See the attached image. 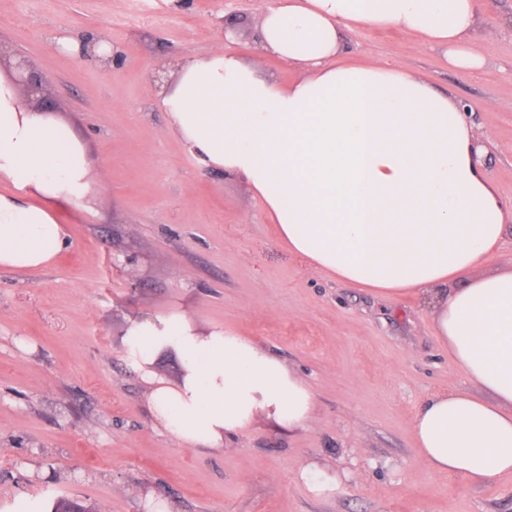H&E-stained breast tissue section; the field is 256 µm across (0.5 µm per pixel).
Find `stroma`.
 Listing matches in <instances>:
<instances>
[{"instance_id":"stroma-1","label":"stroma","mask_w":512,"mask_h":512,"mask_svg":"<svg viewBox=\"0 0 512 512\" xmlns=\"http://www.w3.org/2000/svg\"><path fill=\"white\" fill-rule=\"evenodd\" d=\"M273 2L0 0V45L41 76L39 107L105 164L89 208L63 212L69 245L54 265L0 270V512L60 497L94 512H512V475L474 486L418 456L417 409L469 386L419 300L380 299L290 253L245 182L199 167L157 104L156 74L219 45L297 79L256 41ZM479 12V73L392 28L347 33L342 58L394 62L466 104L511 204L512 0ZM60 34L106 37L118 66L60 52ZM175 308L296 372L316 396L310 423L290 432L260 414L220 453L171 440L123 340L130 319ZM328 476L335 488L315 493Z\"/></svg>"}]
</instances>
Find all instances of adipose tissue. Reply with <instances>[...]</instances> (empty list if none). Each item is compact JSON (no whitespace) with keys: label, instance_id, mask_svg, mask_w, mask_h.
<instances>
[{"label":"adipose tissue","instance_id":"ef3b65f1","mask_svg":"<svg viewBox=\"0 0 512 512\" xmlns=\"http://www.w3.org/2000/svg\"><path fill=\"white\" fill-rule=\"evenodd\" d=\"M395 28L480 71L478 0H276L261 50L303 70L283 84L216 48L158 85L171 131L207 169L242 177L280 241L311 268L391 300L420 298L470 386L427 398L412 421L432 471L475 485L512 474V269L479 275L512 207L479 160L461 102L395 63H341L342 36ZM74 128L0 72V269L49 267L67 245L60 213L101 184ZM177 353L170 383L153 369ZM127 360L156 426L220 451L256 413L305 427L310 386L267 351L188 312L131 319Z\"/></svg>","mask_w":512,"mask_h":512}]
</instances>
